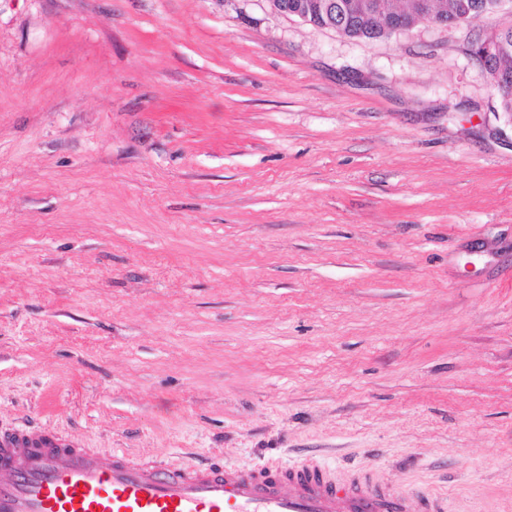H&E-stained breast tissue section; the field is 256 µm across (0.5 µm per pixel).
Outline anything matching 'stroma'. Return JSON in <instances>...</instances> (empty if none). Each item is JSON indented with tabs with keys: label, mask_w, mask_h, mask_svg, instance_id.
<instances>
[{
	"label": "stroma",
	"mask_w": 512,
	"mask_h": 512,
	"mask_svg": "<svg viewBox=\"0 0 512 512\" xmlns=\"http://www.w3.org/2000/svg\"><path fill=\"white\" fill-rule=\"evenodd\" d=\"M510 25L0 0V434L512 512ZM506 28L508 29L502 30L498 34V37L500 36L506 39L505 48L504 44L499 43L498 39L494 37L472 45L469 49L470 56H476L483 60L477 59L489 78H491L495 72H500L512 78V26ZM501 50L502 52L499 54ZM498 54L499 56L495 57L491 65L487 67V62L484 61Z\"/></svg>",
	"instance_id": "1"
}]
</instances>
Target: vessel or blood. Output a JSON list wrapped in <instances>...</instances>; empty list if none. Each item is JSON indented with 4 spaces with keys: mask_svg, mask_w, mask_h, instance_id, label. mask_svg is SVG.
Masks as SVG:
<instances>
[{
    "mask_svg": "<svg viewBox=\"0 0 512 512\" xmlns=\"http://www.w3.org/2000/svg\"><path fill=\"white\" fill-rule=\"evenodd\" d=\"M394 481L337 484L317 463L170 467L96 455L42 430L0 435V512H447Z\"/></svg>",
    "mask_w": 512,
    "mask_h": 512,
    "instance_id": "b4317fda",
    "label": "vessel or blood"
}]
</instances>
